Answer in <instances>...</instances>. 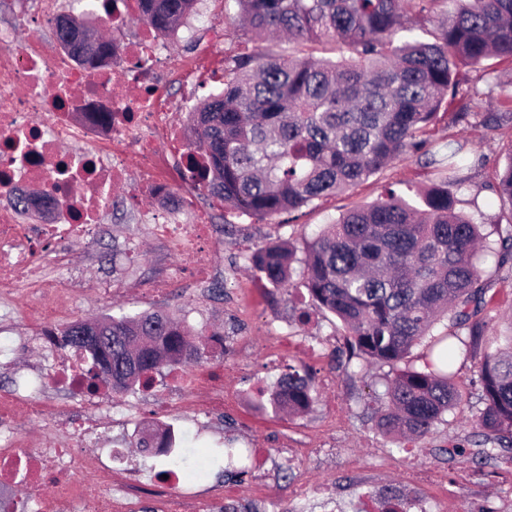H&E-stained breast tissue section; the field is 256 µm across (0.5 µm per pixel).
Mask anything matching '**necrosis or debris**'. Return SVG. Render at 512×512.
Instances as JSON below:
<instances>
[{"label": "necrosis or debris", "instance_id": "necrosis-or-debris-1", "mask_svg": "<svg viewBox=\"0 0 512 512\" xmlns=\"http://www.w3.org/2000/svg\"><path fill=\"white\" fill-rule=\"evenodd\" d=\"M181 40L144 25L92 64L56 40H0V304L45 308L75 295L49 270L73 239L94 240L118 182L132 183V206L159 242L189 259L190 278L209 276L210 219L182 221L181 191L198 186L204 158L173 115L209 82L213 61L172 55ZM132 157L138 170L127 167ZM32 185L43 201L16 204ZM32 375L33 390L0 392V512H18L22 500L37 501L38 512H138L146 495L156 512H206L198 495L170 492L181 480L174 471L151 489L105 463L80 475L98 410L76 412L54 396L77 393L82 374L63 359ZM23 419L42 422L52 446L29 447L17 428Z\"/></svg>", "mask_w": 512, "mask_h": 512}]
</instances>
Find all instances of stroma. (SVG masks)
Segmentation results:
<instances>
[{
	"instance_id": "obj_1",
	"label": "stroma",
	"mask_w": 512,
	"mask_h": 512,
	"mask_svg": "<svg viewBox=\"0 0 512 512\" xmlns=\"http://www.w3.org/2000/svg\"><path fill=\"white\" fill-rule=\"evenodd\" d=\"M495 102H478L475 119L459 122L456 105L440 111L428 139L444 150L449 138H465L470 152L461 172L465 182L455 193L456 207L474 223L490 225L501 217L495 193L499 172L512 143V130L488 135L478 114L500 111ZM432 169L421 154L408 155L358 188L325 197L271 222L225 211L214 198L191 191L192 206L209 212L213 243L210 251L215 281H228L231 291L206 292L193 281L179 279L170 293L155 295L146 285L183 264L182 256L160 245L145 225L136 223L126 205L131 185L112 188V221L104 225L94 246L71 243L69 268L86 293L64 303L54 320L63 326L79 319L164 311L187 325L220 333L224 353L202 365L168 366L157 375L152 392L106 395L99 403L100 430L96 445L113 449L112 466L136 473L150 485L169 465L165 457L137 448L143 428L167 425L185 439L195 456L214 463L196 489L209 497L231 489L237 512H291L294 489H326L339 501L366 503L375 512L385 489L401 497H429L434 512H502L512 502V447L498 450L496 459L481 460L483 429L477 423L479 387L474 381L477 360L458 359L457 389L461 405L449 411L422 442L396 447L376 426L380 398L395 367L363 365L350 355L339 320L317 312L299 322L308 294L300 273L306 240L346 210L376 200L385 189L409 194L430 185ZM290 243L295 262L290 287L275 289L245 261L269 242ZM0 389L14 386L30 368L52 361L40 344L29 342L35 322L24 312L0 306ZM289 335L317 345L322 355L309 360L302 353L274 363L269 358L272 337ZM308 369L316 401L310 411L291 415L275 410L271 397L289 366ZM221 384L229 401L223 413L192 417L177 408L181 380ZM464 445L451 454L453 445Z\"/></svg>"
}]
</instances>
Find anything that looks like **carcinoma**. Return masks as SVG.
Segmentation results:
<instances>
[{
    "instance_id": "cac0c4a2",
    "label": "carcinoma",
    "mask_w": 512,
    "mask_h": 512,
    "mask_svg": "<svg viewBox=\"0 0 512 512\" xmlns=\"http://www.w3.org/2000/svg\"><path fill=\"white\" fill-rule=\"evenodd\" d=\"M197 0H142L143 16L158 35L176 29ZM234 28L258 36L284 33L297 45L283 56L236 47L224 53V89L191 114L189 144L206 156L199 189L224 209L258 221L351 191L396 160L428 154V127L448 99L468 115L478 98L509 104L488 112L484 127L512 126V93L498 83L488 61H512V0H225ZM437 19L431 39L400 38L418 23ZM56 36L74 53L93 57L108 44L73 20ZM336 51L314 58L308 45ZM463 67L478 69L485 86L460 87ZM467 144L448 141V167L410 200L392 190L375 202L343 213L306 243L302 275L314 306L340 320L353 353L379 364L402 361L425 341L424 369L406 368L390 380L378 428L388 437L424 440L443 415L461 404L454 362L482 355L481 454L512 445V325L490 337L484 314L491 274L478 263L489 235L455 206L464 179ZM500 200L512 209V149L498 175ZM495 271L512 274V220L493 225ZM247 263L268 284L292 279L293 251L268 243ZM447 331L433 334L441 320ZM109 332L112 348L90 351L73 337ZM57 346L91 360L87 393L102 388L126 393L166 365L201 364L213 347L205 331H191L162 311L77 320L58 331ZM112 363V377L102 373ZM272 400L290 413L313 403L311 378L291 368ZM169 430L139 441L157 448L189 476L208 471L214 459L190 461V450Z\"/></svg>"
}]
</instances>
